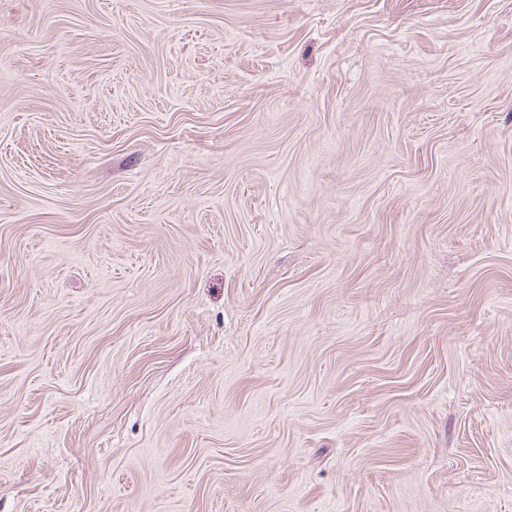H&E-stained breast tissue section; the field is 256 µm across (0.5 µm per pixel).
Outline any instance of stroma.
Listing matches in <instances>:
<instances>
[{
    "mask_svg": "<svg viewBox=\"0 0 512 512\" xmlns=\"http://www.w3.org/2000/svg\"><path fill=\"white\" fill-rule=\"evenodd\" d=\"M0 512H512V0H0Z\"/></svg>",
    "mask_w": 512,
    "mask_h": 512,
    "instance_id": "1",
    "label": "stroma"
}]
</instances>
